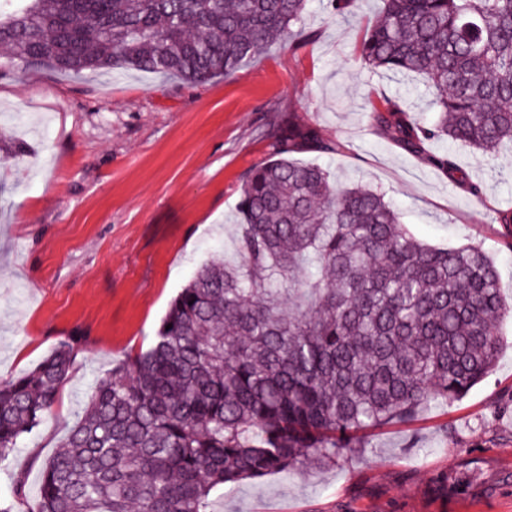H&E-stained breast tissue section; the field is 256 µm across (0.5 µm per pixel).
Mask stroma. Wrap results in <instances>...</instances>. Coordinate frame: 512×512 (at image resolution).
I'll return each instance as SVG.
<instances>
[{
  "label": "stroma",
  "instance_id": "stroma-1",
  "mask_svg": "<svg viewBox=\"0 0 512 512\" xmlns=\"http://www.w3.org/2000/svg\"><path fill=\"white\" fill-rule=\"evenodd\" d=\"M381 7L361 0L355 18L336 20L323 0H309L308 45L271 46L202 84L0 57V380L29 372L60 341L74 343L52 410L0 461V500L14 512H34L42 468L95 381L148 349L197 267L231 251L243 177L268 157L263 132L278 118L295 115L340 141L341 152L304 161L384 191L418 239L489 252L512 300V224L494 220L512 208V154L490 162L431 144L483 185L477 199L373 131L371 114L387 97L434 117L416 78L355 60ZM364 442L329 466L225 485L213 512H512V323L482 382Z\"/></svg>",
  "mask_w": 512,
  "mask_h": 512
}]
</instances>
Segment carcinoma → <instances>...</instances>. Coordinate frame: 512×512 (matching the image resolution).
Instances as JSON below:
<instances>
[{"label":"carcinoma","instance_id":"1","mask_svg":"<svg viewBox=\"0 0 512 512\" xmlns=\"http://www.w3.org/2000/svg\"><path fill=\"white\" fill-rule=\"evenodd\" d=\"M307 0H0V48L61 72L135 69L190 83L229 77L278 43L304 46ZM356 60L417 75L425 122L402 100L377 134L465 186L448 141L512 149V0H383ZM346 19L357 0H326ZM268 159L240 191L235 256L208 262L150 347L97 381L42 471L36 512H212L226 484L326 464L362 436L455 399L491 371L512 320L479 247L428 245L386 195L296 158L338 153L312 125H269ZM73 347L0 383V461L52 408Z\"/></svg>","mask_w":512,"mask_h":512}]
</instances>
